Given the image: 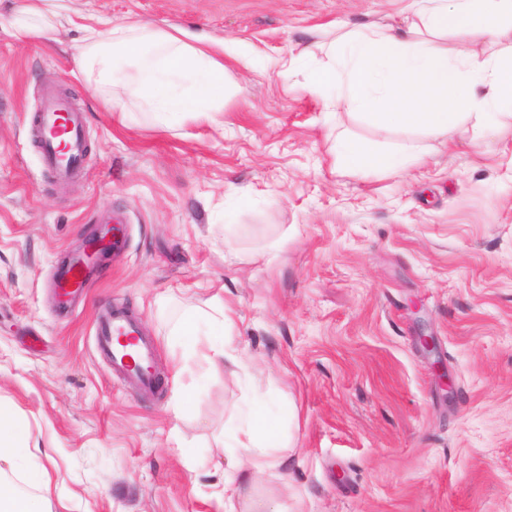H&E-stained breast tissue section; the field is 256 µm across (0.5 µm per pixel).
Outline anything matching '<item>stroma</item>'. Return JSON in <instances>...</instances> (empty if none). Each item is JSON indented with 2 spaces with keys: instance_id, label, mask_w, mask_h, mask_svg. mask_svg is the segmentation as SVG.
<instances>
[{
  "instance_id": "obj_1",
  "label": "stroma",
  "mask_w": 512,
  "mask_h": 512,
  "mask_svg": "<svg viewBox=\"0 0 512 512\" xmlns=\"http://www.w3.org/2000/svg\"><path fill=\"white\" fill-rule=\"evenodd\" d=\"M406 4L76 0L225 41L223 111L169 126L89 95L81 31L0 38V414L27 425L37 452L13 480L49 512H223L215 450L250 409L279 422L293 462L242 483L240 512H512V117L428 138L419 164L342 170L337 132L404 136L313 86L325 28L395 26ZM49 89L84 115V171L66 183L40 158ZM111 217L123 249L60 308L54 271ZM216 295L255 383L188 358L214 341L207 323L173 332ZM105 310L152 342L154 392L98 354Z\"/></svg>"
}]
</instances>
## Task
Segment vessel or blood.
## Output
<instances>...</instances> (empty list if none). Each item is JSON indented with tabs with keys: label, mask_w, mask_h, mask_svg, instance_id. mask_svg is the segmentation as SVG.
Wrapping results in <instances>:
<instances>
[{
	"label": "vessel or blood",
	"mask_w": 512,
	"mask_h": 512,
	"mask_svg": "<svg viewBox=\"0 0 512 512\" xmlns=\"http://www.w3.org/2000/svg\"><path fill=\"white\" fill-rule=\"evenodd\" d=\"M63 112L69 115V139L66 145H59L54 138L48 137L41 141L40 151L45 166L53 170L60 181L66 182L77 177L83 167L85 139L82 115L69 111L65 99L50 95L45 98L37 120L49 126ZM111 245L119 249L123 242L113 239L111 232H104L98 241L88 246L86 253L70 258L60 269L55 278V287L64 292L85 288L95 270L89 260L90 255ZM95 335L99 354L111 363L114 371L139 388L150 386L151 377L143 366L152 358V346L139 338L135 323L107 312L97 320Z\"/></svg>",
	"instance_id": "1"
}]
</instances>
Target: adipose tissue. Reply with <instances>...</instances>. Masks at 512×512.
<instances>
[{
    "label": "adipose tissue",
    "mask_w": 512,
    "mask_h": 512,
    "mask_svg": "<svg viewBox=\"0 0 512 512\" xmlns=\"http://www.w3.org/2000/svg\"><path fill=\"white\" fill-rule=\"evenodd\" d=\"M74 27L84 38L74 58L88 77L91 93L112 90L110 111L123 112L126 96L172 123L185 115L224 109V42L207 35L157 23L114 25L101 16L76 10L73 0H13L0 32L18 43H33ZM327 63L319 68V89L333 90V111L348 112L369 124L438 136L458 128L467 115L489 121L512 105V0H411L404 23H374L365 28L335 24ZM474 36L494 52H449V34ZM427 146H380L343 133L336 139L339 164L348 169L387 171L406 158L422 159ZM207 320L218 340L201 352L213 369L241 366L225 333L230 309L213 297L207 309L187 310L175 326L191 333ZM21 422L0 416V512H46L44 500L24 495L10 478L30 451ZM224 450H235V472L213 496L224 512H238L236 482L288 467V448L275 421L251 412L243 424L224 434Z\"/></svg>",
    "instance_id": "adipose-tissue-1"
}]
</instances>
